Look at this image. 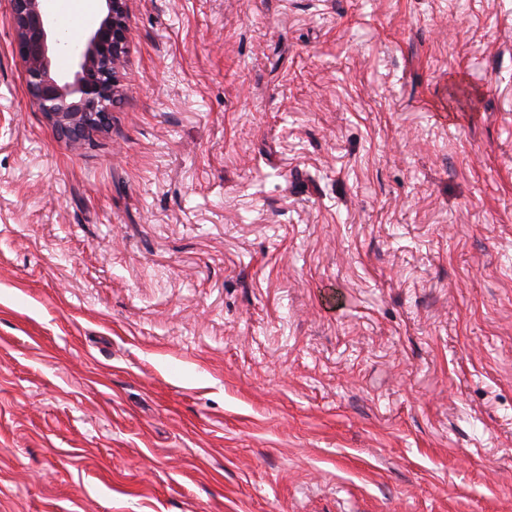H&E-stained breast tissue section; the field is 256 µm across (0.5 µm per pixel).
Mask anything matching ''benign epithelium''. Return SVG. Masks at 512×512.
<instances>
[{"label":"benign epithelium","instance_id":"obj_1","mask_svg":"<svg viewBox=\"0 0 512 512\" xmlns=\"http://www.w3.org/2000/svg\"><path fill=\"white\" fill-rule=\"evenodd\" d=\"M43 0H10L16 50L38 109L62 136L77 144L109 122L126 53V0H102L105 16L71 52L72 77L53 69L66 42L52 26Z\"/></svg>","mask_w":512,"mask_h":512}]
</instances>
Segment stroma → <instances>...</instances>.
<instances>
[{"label":"stroma","mask_w":512,"mask_h":512,"mask_svg":"<svg viewBox=\"0 0 512 512\" xmlns=\"http://www.w3.org/2000/svg\"><path fill=\"white\" fill-rule=\"evenodd\" d=\"M109 125L0 0V512H512V0H127Z\"/></svg>","instance_id":"1"}]
</instances>
